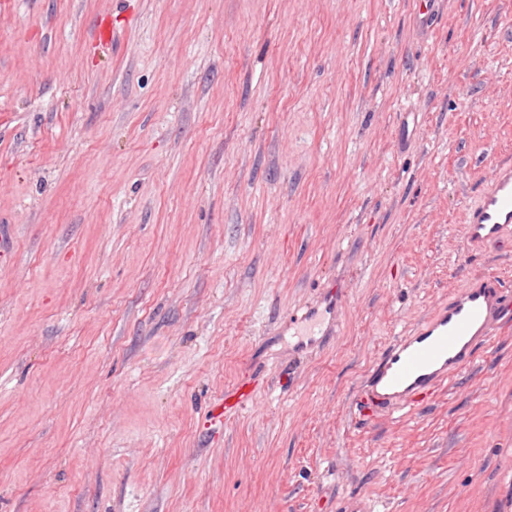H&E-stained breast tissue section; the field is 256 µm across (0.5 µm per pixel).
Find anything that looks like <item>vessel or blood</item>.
<instances>
[{
	"instance_id": "1",
	"label": "vessel or blood",
	"mask_w": 512,
	"mask_h": 512,
	"mask_svg": "<svg viewBox=\"0 0 512 512\" xmlns=\"http://www.w3.org/2000/svg\"><path fill=\"white\" fill-rule=\"evenodd\" d=\"M464 232L475 249L512 237L511 165L500 166L469 207ZM511 320L512 295L498 277L469 279L448 302L386 349L364 380L366 403L387 413L412 408L420 396L435 393L451 375L470 365L495 329ZM250 393V387L238 386L213 408L211 420L223 421L225 414L241 409Z\"/></svg>"
}]
</instances>
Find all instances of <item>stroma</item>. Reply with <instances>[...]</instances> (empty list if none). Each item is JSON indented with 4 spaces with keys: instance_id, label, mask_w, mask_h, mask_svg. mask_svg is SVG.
Segmentation results:
<instances>
[{
    "instance_id": "35a3bbf8",
    "label": "stroma",
    "mask_w": 512,
    "mask_h": 512,
    "mask_svg": "<svg viewBox=\"0 0 512 512\" xmlns=\"http://www.w3.org/2000/svg\"><path fill=\"white\" fill-rule=\"evenodd\" d=\"M419 2L0 0V512H512V325L359 401L465 278L512 290V239L463 237L512 0ZM250 393L251 389L249 386H238L225 401L220 402L212 409L210 419L222 422L224 414L236 412L247 403Z\"/></svg>"
}]
</instances>
